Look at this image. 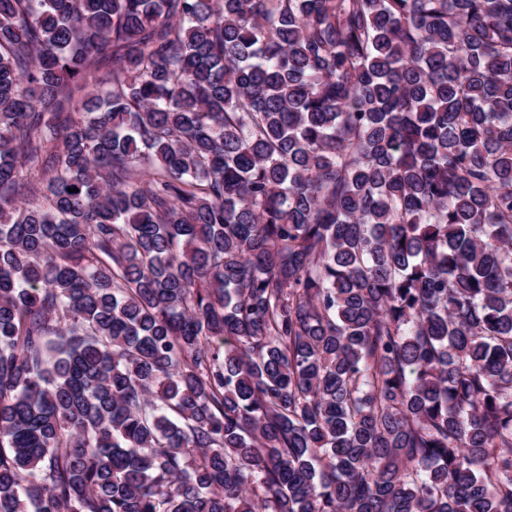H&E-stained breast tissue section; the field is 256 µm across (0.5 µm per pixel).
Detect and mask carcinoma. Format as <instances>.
I'll return each instance as SVG.
<instances>
[{
  "mask_svg": "<svg viewBox=\"0 0 512 512\" xmlns=\"http://www.w3.org/2000/svg\"><path fill=\"white\" fill-rule=\"evenodd\" d=\"M0 512H512V0H0Z\"/></svg>",
  "mask_w": 512,
  "mask_h": 512,
  "instance_id": "1",
  "label": "carcinoma"
}]
</instances>
